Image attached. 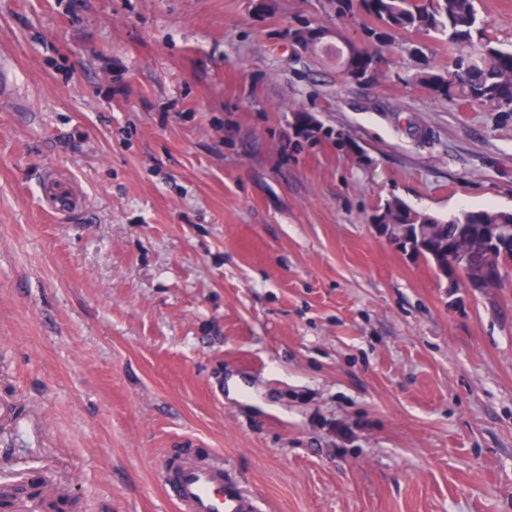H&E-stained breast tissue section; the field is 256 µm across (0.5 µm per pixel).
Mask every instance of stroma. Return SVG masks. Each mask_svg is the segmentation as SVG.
I'll list each match as a JSON object with an SVG mask.
<instances>
[{"label":"stroma","instance_id":"35a3bbf8","mask_svg":"<svg viewBox=\"0 0 512 512\" xmlns=\"http://www.w3.org/2000/svg\"><path fill=\"white\" fill-rule=\"evenodd\" d=\"M306 22L362 36L327 0H0V476L57 473V512H175L188 448L262 512H512V274L448 292L370 222L512 209V112L397 81L434 43L353 82ZM295 124L299 129L301 135L308 138L324 137L326 139L335 138L336 141L342 140V134L336 133L333 130H324V127L318 120L310 113L305 111H298L295 116ZM41 189L43 198L54 213L65 216L82 211L83 203L79 194L56 179L44 180Z\"/></svg>","mask_w":512,"mask_h":512}]
</instances>
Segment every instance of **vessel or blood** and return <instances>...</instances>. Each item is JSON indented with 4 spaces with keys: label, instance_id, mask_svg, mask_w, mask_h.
I'll use <instances>...</instances> for the list:
<instances>
[{
    "label": "vessel or blood",
    "instance_id": "1",
    "mask_svg": "<svg viewBox=\"0 0 512 512\" xmlns=\"http://www.w3.org/2000/svg\"><path fill=\"white\" fill-rule=\"evenodd\" d=\"M41 194L54 213L74 215L83 209L82 199L72 188L49 179ZM165 495L177 512H257L252 495L224 477V465L215 457L186 456L165 463L158 474Z\"/></svg>",
    "mask_w": 512,
    "mask_h": 512
}]
</instances>
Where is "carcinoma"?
I'll return each mask as SVG.
<instances>
[{"label": "carcinoma", "mask_w": 512, "mask_h": 512, "mask_svg": "<svg viewBox=\"0 0 512 512\" xmlns=\"http://www.w3.org/2000/svg\"><path fill=\"white\" fill-rule=\"evenodd\" d=\"M336 18L357 16L362 20L363 43L349 42V51L341 56L340 71L350 80L377 79V48L403 47L408 34L429 36L448 46V70L441 73L425 68L412 76L397 79L426 88L435 98L489 105L501 112L512 111V43L490 38L487 21L481 15L480 0H328ZM299 133L308 137L341 140L342 134L326 130L310 113L295 116ZM382 215L396 213L408 225L407 246L414 261L434 268L464 262L476 268L501 265L504 256L492 255L477 244L464 255L449 249L440 253L431 249L422 235L426 224H439L445 242L461 235L476 239L485 224H511L512 210L484 208L462 209L447 216H436L411 208L403 199L392 196L378 208Z\"/></svg>", "instance_id": "obj_1"}]
</instances>
